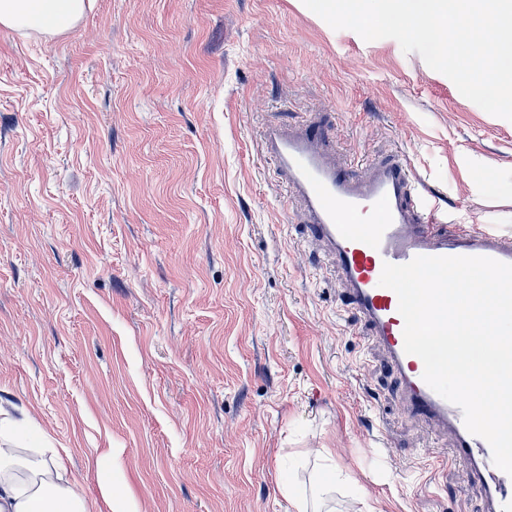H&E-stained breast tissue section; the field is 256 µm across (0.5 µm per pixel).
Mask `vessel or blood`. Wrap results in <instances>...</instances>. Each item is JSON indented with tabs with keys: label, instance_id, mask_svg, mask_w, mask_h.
I'll use <instances>...</instances> for the list:
<instances>
[{
	"label": "vessel or blood",
	"instance_id": "1",
	"mask_svg": "<svg viewBox=\"0 0 512 512\" xmlns=\"http://www.w3.org/2000/svg\"><path fill=\"white\" fill-rule=\"evenodd\" d=\"M263 152L288 201L335 264L353 310L383 345L400 379L404 409L452 434V460L467 482L482 486L485 512H512V477L494 465L489 443L466 429L461 409L424 382L422 360L404 350L398 297L380 284L384 264L418 256H482L512 264V236L447 224L404 161L376 160L361 173L337 165L315 122L268 126Z\"/></svg>",
	"mask_w": 512,
	"mask_h": 512
}]
</instances>
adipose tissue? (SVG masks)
<instances>
[{"mask_svg": "<svg viewBox=\"0 0 512 512\" xmlns=\"http://www.w3.org/2000/svg\"><path fill=\"white\" fill-rule=\"evenodd\" d=\"M86 7L85 0H0V26L56 36L80 21ZM66 474L64 457L33 433L30 418L0 421V512H90ZM97 480L109 512H137L119 467L98 462Z\"/></svg>", "mask_w": 512, "mask_h": 512, "instance_id": "adipose-tissue-1", "label": "adipose tissue"}]
</instances>
